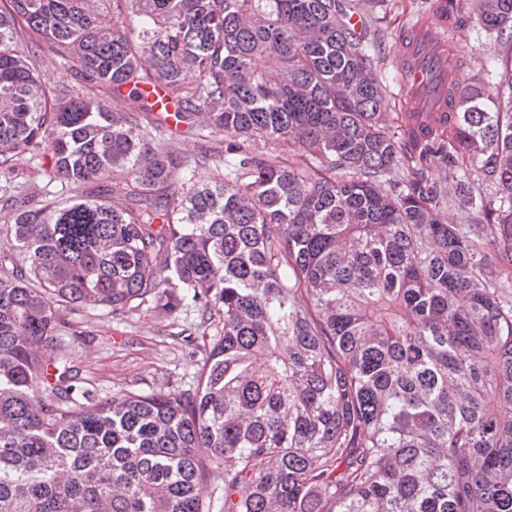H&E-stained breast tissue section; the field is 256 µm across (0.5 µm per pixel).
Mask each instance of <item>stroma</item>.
Listing matches in <instances>:
<instances>
[{
    "instance_id": "35a3bbf8",
    "label": "stroma",
    "mask_w": 512,
    "mask_h": 512,
    "mask_svg": "<svg viewBox=\"0 0 512 512\" xmlns=\"http://www.w3.org/2000/svg\"><path fill=\"white\" fill-rule=\"evenodd\" d=\"M430 2L388 0L382 26L390 37L375 61L385 84L393 82L401 50L393 32L425 13ZM448 53L456 59L454 79L461 87L472 84L478 75L493 85L512 72V43L495 41L474 22ZM60 316L73 323L60 335L72 353L74 383L99 399L121 392L194 390L202 360L223 327L216 319L203 322L194 309L173 317L144 307L120 315L93 308L77 313L64 310Z\"/></svg>"
}]
</instances>
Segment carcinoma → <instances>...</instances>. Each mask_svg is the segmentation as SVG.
Masks as SVG:
<instances>
[{"instance_id": "obj_1", "label": "carcinoma", "mask_w": 512, "mask_h": 512, "mask_svg": "<svg viewBox=\"0 0 512 512\" xmlns=\"http://www.w3.org/2000/svg\"><path fill=\"white\" fill-rule=\"evenodd\" d=\"M385 2L0 0V512H512V78L386 111ZM149 303L222 318L195 391L74 398L58 305ZM40 55L42 61L40 64V75L46 84L51 87L62 82L76 86L79 83L82 84L79 73L60 65L47 44L41 45ZM218 471L220 469L212 474L204 488V499L210 512H224V480Z\"/></svg>"}]
</instances>
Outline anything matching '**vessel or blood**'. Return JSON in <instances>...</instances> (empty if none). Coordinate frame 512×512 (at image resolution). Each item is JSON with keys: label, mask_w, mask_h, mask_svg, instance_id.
<instances>
[{"label": "vessel or blood", "mask_w": 512, "mask_h": 512, "mask_svg": "<svg viewBox=\"0 0 512 512\" xmlns=\"http://www.w3.org/2000/svg\"><path fill=\"white\" fill-rule=\"evenodd\" d=\"M450 20L442 11H434L425 20L411 23V37L402 47L397 72L404 94L426 99L431 111H445L448 83V54L442 38Z\"/></svg>", "instance_id": "1"}]
</instances>
